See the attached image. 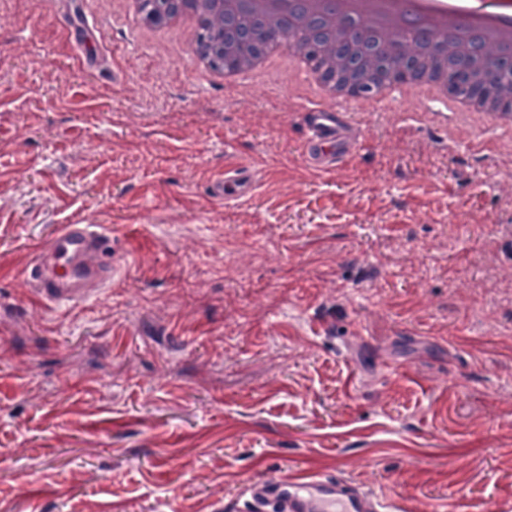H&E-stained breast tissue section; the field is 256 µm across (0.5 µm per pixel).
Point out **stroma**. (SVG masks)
I'll return each mask as SVG.
<instances>
[{
    "mask_svg": "<svg viewBox=\"0 0 512 512\" xmlns=\"http://www.w3.org/2000/svg\"><path fill=\"white\" fill-rule=\"evenodd\" d=\"M0 0V512H220L289 466L404 512H512V149L347 108L324 171L288 73L251 94L117 0ZM251 162L252 198L209 186ZM100 224L114 278L42 305L33 248Z\"/></svg>",
    "mask_w": 512,
    "mask_h": 512,
    "instance_id": "stroma-1",
    "label": "stroma"
}]
</instances>
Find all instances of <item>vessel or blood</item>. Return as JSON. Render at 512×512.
<instances>
[{
  "label": "vessel or blood",
  "mask_w": 512,
  "mask_h": 512,
  "mask_svg": "<svg viewBox=\"0 0 512 512\" xmlns=\"http://www.w3.org/2000/svg\"><path fill=\"white\" fill-rule=\"evenodd\" d=\"M354 136L342 112L325 107L308 111L303 153L310 165L325 168L347 157ZM256 188L252 165L225 167L210 188L219 200L250 198ZM112 241L99 224H62L36 248L27 276L34 294L54 305L84 300L91 286L112 279ZM230 512H401L394 502L351 481L311 469H286L276 482L252 481Z\"/></svg>",
  "instance_id": "vessel-or-blood-1"
}]
</instances>
